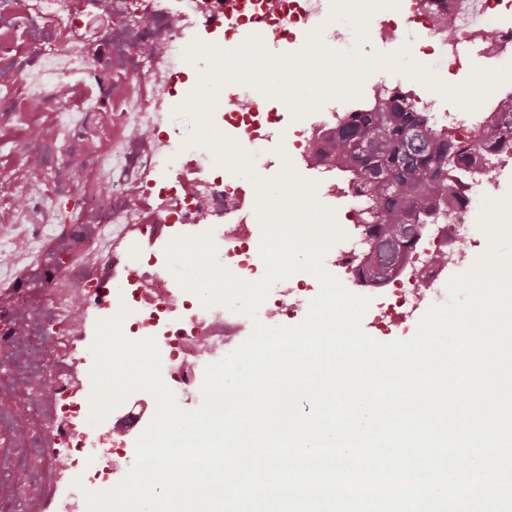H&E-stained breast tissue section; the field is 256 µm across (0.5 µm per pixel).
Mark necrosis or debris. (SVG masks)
Instances as JSON below:
<instances>
[{"mask_svg": "<svg viewBox=\"0 0 512 512\" xmlns=\"http://www.w3.org/2000/svg\"><path fill=\"white\" fill-rule=\"evenodd\" d=\"M135 18L113 25L86 49L71 42L77 12L73 0H0V131L14 130L9 179L0 184V365L10 367L0 394V482L11 487L1 512H42L44 493L70 464L69 441L53 431L56 419L80 413L83 387L75 356L109 308L84 306L80 298L120 286L130 292L129 322L156 337L162 358L177 356L181 371L172 390L193 389L195 372L236 349L251 335L246 315L222 305L189 306L165 261L142 260L133 243L145 226L167 225L171 238L211 233L218 260L232 274L250 277L260 260L248 223L247 194L232 174L214 172L203 147H182L160 128L171 107L175 63L193 41L209 42V18L225 0H104ZM331 0H244L224 22V42H238L248 21L262 17L274 41L296 42L321 30L335 50L354 45L352 27L330 18ZM368 37L414 59L448 58L459 74L471 51L486 44L502 65L512 64V0H400L397 11L374 13ZM495 88L474 111L425 105L431 125L466 142L483 134L502 95ZM243 83L224 87L213 112L252 155L256 167L275 161L268 143L277 113L253 103ZM352 101L330 99L288 131L292 165L323 173L317 199L341 200L349 235L325 258L354 293L371 297L374 327L382 335L409 329L414 312L447 300V275L470 256L473 230L494 178L512 172V146L478 157L480 179L462 184L459 199L440 223L428 224L403 264L385 284L362 278L360 244L368 227L352 181L329 173L318 153L323 137L352 111ZM78 218L61 222V198ZM316 295L303 281L277 282L258 310L266 325H289Z\"/></svg>", "mask_w": 512, "mask_h": 512, "instance_id": "obj_1", "label": "necrosis or debris"}]
</instances>
